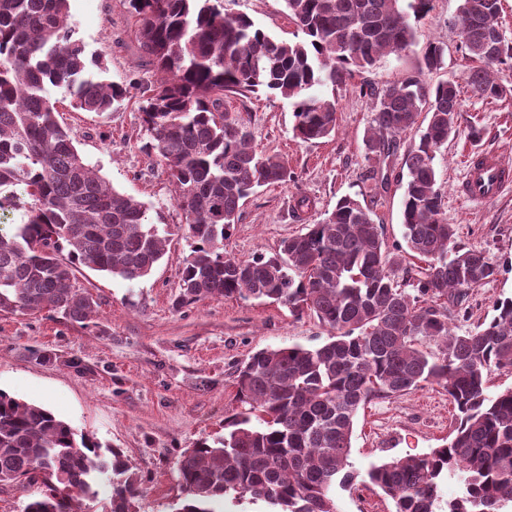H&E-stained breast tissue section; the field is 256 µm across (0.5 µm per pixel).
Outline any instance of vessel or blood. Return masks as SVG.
<instances>
[{"label": "vessel or blood", "instance_id": "obj_1", "mask_svg": "<svg viewBox=\"0 0 512 512\" xmlns=\"http://www.w3.org/2000/svg\"><path fill=\"white\" fill-rule=\"evenodd\" d=\"M465 164L461 191L472 202H489L512 187V166L505 164L497 153L470 152Z\"/></svg>", "mask_w": 512, "mask_h": 512}]
</instances>
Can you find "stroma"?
<instances>
[{"instance_id": "obj_1", "label": "stroma", "mask_w": 512, "mask_h": 512, "mask_svg": "<svg viewBox=\"0 0 512 512\" xmlns=\"http://www.w3.org/2000/svg\"><path fill=\"white\" fill-rule=\"evenodd\" d=\"M223 4L226 12L248 15L273 35L293 36L283 0ZM461 5L462 0H433L431 11L413 21L418 48L381 58L359 74V81L382 87L416 74L419 47L427 42L442 45L445 55L442 67L426 74V81H462L468 62L459 47ZM69 15L88 58L105 64L107 81L124 85L142 76L138 22L126 0H69ZM494 77L505 88L506 100H486L463 90L461 133L435 158L446 221L454 225L457 242L484 251L499 269L496 280L469 290L466 314L450 322L458 334L489 320L496 300L512 297V188L481 205L459 191L471 146L501 149L502 160L512 164V61L497 67ZM314 92L335 97L337 124L335 134L309 142L294 134L288 100L262 92L224 102L248 126L253 146L283 157L293 173L287 183L261 188L241 205L224 243L238 258L277 256L282 240L320 221L341 196L370 195L364 141L373 119L372 101L351 87L325 85ZM140 100V92H133L106 119L75 110L66 101L58 109L85 159L117 190L145 203L154 223L170 225L165 254L149 276L132 282L80 267L79 284L98 302L88 325L45 311L0 313V389L46 407L77 431L120 450L136 482V512H170L181 495L180 454L200 439L223 434L225 421L248 409L236 396L238 368L263 348L319 346L330 331L313 313L298 316L287 305L265 300L207 299L175 308L191 250L186 214L159 157L142 149L148 135ZM473 126L482 132L475 144L467 137ZM302 196L316 207L300 220L294 205ZM402 196V187L391 184L377 214L391 257L413 266L416 258L400 251ZM454 421L447 393L435 385L373 400L356 419L353 469L361 474L393 457L428 453L446 443Z\"/></svg>"}]
</instances>
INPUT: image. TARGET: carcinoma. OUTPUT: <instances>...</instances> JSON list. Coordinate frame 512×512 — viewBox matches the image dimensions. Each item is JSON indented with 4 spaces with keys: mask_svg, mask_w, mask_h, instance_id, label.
<instances>
[{
    "mask_svg": "<svg viewBox=\"0 0 512 512\" xmlns=\"http://www.w3.org/2000/svg\"><path fill=\"white\" fill-rule=\"evenodd\" d=\"M300 36L275 37L222 0H128L139 17L143 66L156 76L139 111L186 212L192 250L176 306L205 299L253 298L308 310L330 330L324 344L265 348L238 370L237 397L258 412L226 423L227 434L185 450L177 473L183 497L174 512H213L229 492L264 501L275 512H337V490L356 488L349 470L359 410L378 396L435 384L457 410L448 442L423 455L372 465L362 478L390 498L395 512H509L512 508V388L487 391L494 370L512 371V298L464 334L449 326L470 289L498 268L485 253L456 241L434 160L459 134L458 84L435 85L422 71L442 67L444 48L421 50L420 72L385 87L359 86L373 100L365 139L370 203L350 196L307 231L282 241L280 255L231 257L224 240L240 202L257 188L288 182V164L256 151L224 97L261 90L289 101L294 133L307 142L336 130V99L316 86L348 87L354 73L418 45L409 15L431 0H284ZM500 0H463L464 76L472 93L497 99L506 90L491 69L512 60L499 26ZM68 0H0V198L26 208L13 233L0 232V312L43 310L86 325L97 301L76 281L80 265L133 281L151 273L171 236L141 201L111 187L59 121V91L73 108L104 116L141 82H106L88 68L73 38ZM426 125L407 151L402 201L406 249L426 259L412 270L389 257L373 205L388 189L401 136L419 117ZM412 283L401 287L397 272ZM447 300L443 306L441 300ZM112 479L107 512H131L134 481L121 453L77 432L44 407L0 390V485L33 487L22 512H81ZM454 480L459 496L441 499Z\"/></svg>",
    "mask_w": 512,
    "mask_h": 512,
    "instance_id": "cac0c4a2",
    "label": "carcinoma"
}]
</instances>
